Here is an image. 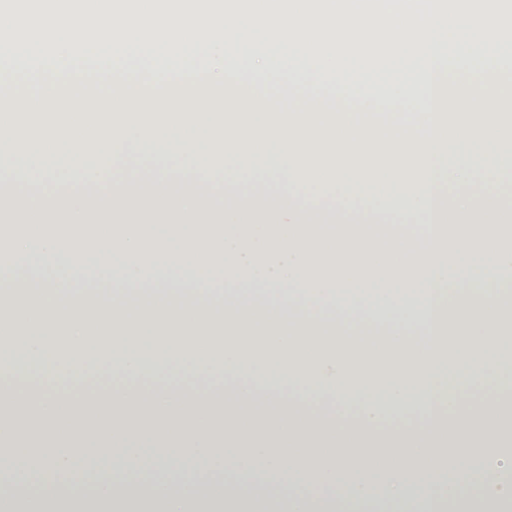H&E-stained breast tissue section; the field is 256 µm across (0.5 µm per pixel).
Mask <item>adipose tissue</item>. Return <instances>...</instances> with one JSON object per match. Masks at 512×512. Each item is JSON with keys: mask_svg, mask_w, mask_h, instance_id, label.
I'll use <instances>...</instances> for the list:
<instances>
[{"mask_svg": "<svg viewBox=\"0 0 512 512\" xmlns=\"http://www.w3.org/2000/svg\"><path fill=\"white\" fill-rule=\"evenodd\" d=\"M0 260L12 266L0 275V349L26 346L24 361L0 358V474L31 485L26 512H44L74 486L90 512H370L373 491L410 502L423 477L458 471L464 448L494 459L476 477L479 493H426L425 512H512V406L472 405L474 429L457 415L490 373L512 378L511 364L487 356L512 334V259L0 246ZM161 264L168 273L154 278ZM99 266L110 278L85 284L81 271ZM478 271L491 286L466 292ZM361 303L390 311L389 326L376 327ZM411 310L423 331L406 322ZM252 337L261 354L241 347ZM212 350L232 385L63 397H21L9 385L23 370L79 384L112 367L146 377L162 363L202 377ZM287 385L354 405L356 418L309 409ZM413 387L434 409L431 422L385 430Z\"/></svg>", "mask_w": 512, "mask_h": 512, "instance_id": "adipose-tissue-1", "label": "adipose tissue"}]
</instances>
